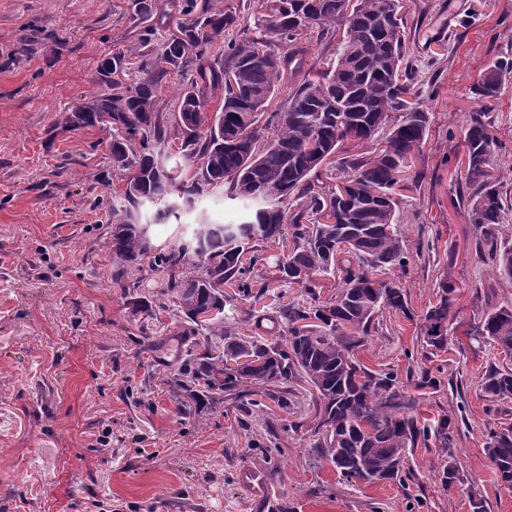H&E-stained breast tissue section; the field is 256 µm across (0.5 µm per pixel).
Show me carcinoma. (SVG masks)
<instances>
[{
  "label": "carcinoma",
  "mask_w": 512,
  "mask_h": 512,
  "mask_svg": "<svg viewBox=\"0 0 512 512\" xmlns=\"http://www.w3.org/2000/svg\"><path fill=\"white\" fill-rule=\"evenodd\" d=\"M272 15L239 17L224 0H182L186 22L180 35L160 52L147 51L151 30L138 45L105 59L98 81L107 91L61 113L72 130L94 128L108 117L112 167L126 171L121 209H112V255L121 274L133 275L143 261L166 281L157 291L159 309L174 306L186 322L184 335L204 329L214 341L190 342L174 371L176 388L201 390L214 400L240 399L253 386L278 389L277 402L296 397L288 384L304 379L317 392L314 434L317 449L348 483L403 482L404 468L419 440L434 434L443 449L453 438L451 422L434 430L424 424L420 400L404 392L391 371L370 370L356 359L376 330L384 310L407 312L403 288L385 278L406 263L395 224V175L420 153L430 118L413 91L405 64L403 0H269ZM343 29L340 50L316 80L305 79L280 109L268 107L281 83L293 81L309 46L301 34L314 27ZM238 31L211 54L215 39ZM140 78L121 81L131 56ZM175 70L186 83L177 93L174 120L178 152L189 162V176L164 165L170 143L161 111L164 76ZM500 71L488 69L475 94L493 98ZM217 104L213 112L208 106ZM384 145L369 160H342L344 141L364 144L389 122ZM466 183L476 187L470 220L486 242L501 233L503 211L497 177L489 171L494 140L475 121L465 131ZM343 171L353 187L342 195L338 184L312 187ZM223 189L231 200L253 201L240 224L199 225L193 237L167 249L156 248L140 222L142 206L158 205L160 222L190 208L196 199ZM300 201L295 213L288 198ZM292 228L283 237L284 225ZM281 248L274 280L299 285L307 303L280 309L288 325L285 342L262 336L224 334L226 306L248 301L269 287L254 289L255 267L264 264L268 244ZM496 270L512 280V247L492 248ZM334 274L336 294L321 300L315 278ZM234 290L230 295L224 288ZM456 288L439 284L437 302L421 319L423 343L434 357L448 351V313ZM476 339L487 340L512 357V310L482 317ZM483 392L493 402H512V370L486 375ZM486 456L501 482L512 488V427L489 430ZM449 486L460 479L453 456L441 463Z\"/></svg>",
  "instance_id": "1"
}]
</instances>
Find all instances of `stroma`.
<instances>
[{
    "instance_id": "1",
    "label": "stroma",
    "mask_w": 512,
    "mask_h": 512,
    "mask_svg": "<svg viewBox=\"0 0 512 512\" xmlns=\"http://www.w3.org/2000/svg\"><path fill=\"white\" fill-rule=\"evenodd\" d=\"M406 61L430 117L420 157L393 188L404 266L391 274L407 312L384 315L357 350L367 368H392L429 419L456 423L449 451L419 443L405 484H348L316 449L311 387L280 408L267 389L242 416L234 399L186 403L170 383L186 347L174 311H155L163 276L143 267L133 288L115 281L106 206L124 186L110 163L109 130H67L63 110L100 93L106 56L137 43L128 0H0V512H512L485 454L488 430L512 424V403L487 401L483 379L512 367L470 331L484 313L512 308V281L496 273L470 222L463 134L481 116L506 201L498 246L512 245V0H403ZM303 73L326 70L340 38L313 28ZM499 65L498 95L474 85ZM249 206L214 193L179 219L142 220L155 246L189 240L196 225L240 222ZM456 288L448 350L424 358L420 320L440 279ZM295 288H270L225 319L228 334L259 322L286 331L280 308ZM453 455L461 485L437 476ZM263 470L254 501L241 469Z\"/></svg>"
}]
</instances>
